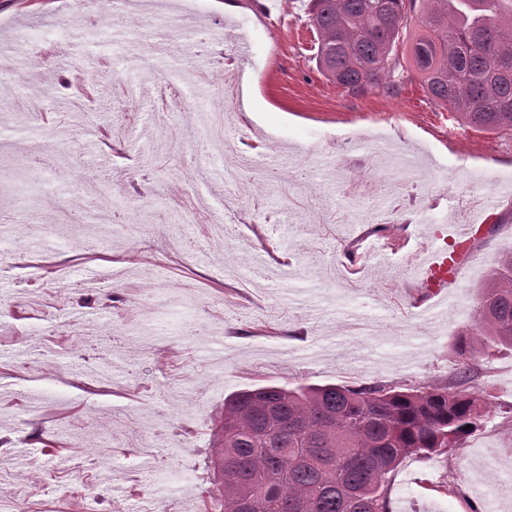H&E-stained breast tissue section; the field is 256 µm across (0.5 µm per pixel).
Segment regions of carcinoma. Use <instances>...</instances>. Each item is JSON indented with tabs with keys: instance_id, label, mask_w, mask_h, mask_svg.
Returning <instances> with one entry per match:
<instances>
[{
	"instance_id": "cac0c4a2",
	"label": "carcinoma",
	"mask_w": 512,
	"mask_h": 512,
	"mask_svg": "<svg viewBox=\"0 0 512 512\" xmlns=\"http://www.w3.org/2000/svg\"><path fill=\"white\" fill-rule=\"evenodd\" d=\"M308 16L319 73L349 93L394 89L407 44L432 103L471 128L512 132V0H311ZM510 349L512 252L478 287L474 321L456 336L451 380L231 393L213 428L224 512H392V475L404 458L446 454L481 427L485 398L465 388L471 357ZM432 487L479 512L457 483Z\"/></svg>"
}]
</instances>
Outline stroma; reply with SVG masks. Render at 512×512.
Masks as SVG:
<instances>
[{
	"label": "stroma",
	"instance_id": "obj_1",
	"mask_svg": "<svg viewBox=\"0 0 512 512\" xmlns=\"http://www.w3.org/2000/svg\"><path fill=\"white\" fill-rule=\"evenodd\" d=\"M0 0V54L19 82L47 86L33 109L8 105L17 131L0 135V482L24 512H151L152 492H179L176 512H205L211 427L224 399L252 385L440 383L457 364L453 341L473 321L476 288L494 258L512 251V135L461 125L431 103L401 63L397 94H348L312 59L309 0ZM71 15L92 38H143L129 65L149 59L138 84L111 52L86 57L43 30ZM203 22L215 45L196 55L188 40ZM245 32L256 47L240 56ZM251 108L224 114L251 194L243 223L210 232L208 179L197 115L221 110L224 61ZM128 65V66H129ZM193 68L196 103L166 106L167 73ZM92 80L94 101L76 95ZM110 128L126 159L107 156ZM500 198L466 246L449 281L448 311L425 313L413 276L427 252L421 224L467 223L456 202ZM99 227L76 262L72 241L48 226ZM43 241L40 267L30 246ZM268 269L254 270L257 257ZM70 277L53 285L61 262ZM224 365H209L211 334ZM79 343L69 370L53 348ZM469 384L487 392L484 426L451 456L403 459L392 512H465L461 497L426 490L454 478L485 512H512V352L475 359ZM151 449H144L143 439ZM55 490H46L47 480Z\"/></svg>",
	"mask_w": 512,
	"mask_h": 512
}]
</instances>
